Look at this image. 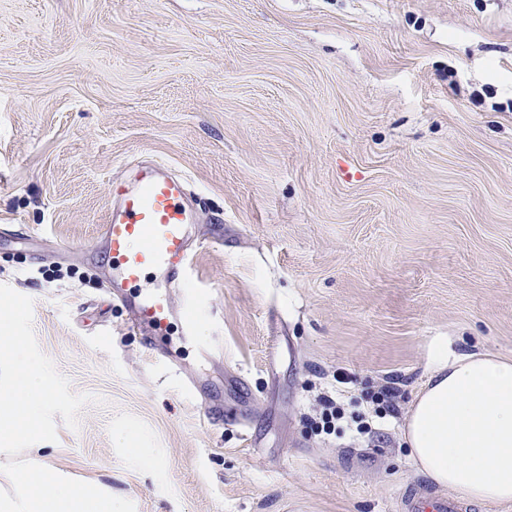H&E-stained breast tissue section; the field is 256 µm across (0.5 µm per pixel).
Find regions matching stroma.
I'll use <instances>...</instances> for the list:
<instances>
[{
    "label": "stroma",
    "mask_w": 512,
    "mask_h": 512,
    "mask_svg": "<svg viewBox=\"0 0 512 512\" xmlns=\"http://www.w3.org/2000/svg\"><path fill=\"white\" fill-rule=\"evenodd\" d=\"M147 156L202 210L195 394L89 255ZM1 229L93 397L23 459L136 512H404L439 490L403 437L430 339L512 357V0H0Z\"/></svg>",
    "instance_id": "1"
}]
</instances>
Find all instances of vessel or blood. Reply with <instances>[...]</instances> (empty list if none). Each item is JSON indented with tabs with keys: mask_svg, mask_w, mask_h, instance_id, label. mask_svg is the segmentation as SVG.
<instances>
[{
	"mask_svg": "<svg viewBox=\"0 0 512 512\" xmlns=\"http://www.w3.org/2000/svg\"><path fill=\"white\" fill-rule=\"evenodd\" d=\"M108 198L98 239L112 257L105 278L113 298L127 307L151 353L160 354L157 334L177 319L184 322L183 343H197V295L187 287V269L198 220L187 203L186 179L152 160L141 165L135 180L110 181ZM151 276L157 284L149 288L145 281ZM160 356L167 366L181 370L173 354ZM406 507L408 512L463 510L455 497L432 493L410 495Z\"/></svg>",
	"mask_w": 512,
	"mask_h": 512,
	"instance_id": "1",
	"label": "vessel or blood"
}]
</instances>
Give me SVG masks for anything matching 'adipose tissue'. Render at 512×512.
I'll list each match as a JSON object with an SVG mask.
<instances>
[{"label":"adipose tissue","instance_id":"obj_1","mask_svg":"<svg viewBox=\"0 0 512 512\" xmlns=\"http://www.w3.org/2000/svg\"><path fill=\"white\" fill-rule=\"evenodd\" d=\"M427 380L406 418L417 471L473 501H512V359L427 347Z\"/></svg>","mask_w":512,"mask_h":512}]
</instances>
